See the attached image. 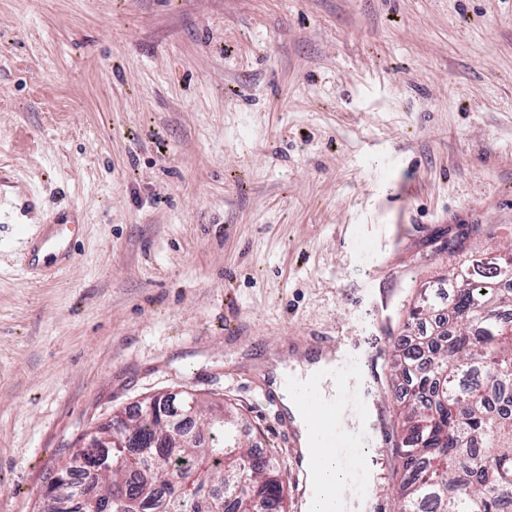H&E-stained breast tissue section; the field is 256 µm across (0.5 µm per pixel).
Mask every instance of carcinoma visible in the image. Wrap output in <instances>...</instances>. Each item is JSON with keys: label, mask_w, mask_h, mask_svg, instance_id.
<instances>
[{"label": "carcinoma", "mask_w": 512, "mask_h": 512, "mask_svg": "<svg viewBox=\"0 0 512 512\" xmlns=\"http://www.w3.org/2000/svg\"><path fill=\"white\" fill-rule=\"evenodd\" d=\"M444 317L425 346L392 343L395 377L411 385L399 404L402 469L393 512H509L512 509V250L463 262L422 286L407 320ZM194 421L208 438L160 421L157 393L112 419L127 448H71L58 470L62 493L110 512H285L275 459L242 438L238 412L196 400Z\"/></svg>", "instance_id": "1"}]
</instances>
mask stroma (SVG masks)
<instances>
[{"label":"stroma","mask_w":512,"mask_h":512,"mask_svg":"<svg viewBox=\"0 0 512 512\" xmlns=\"http://www.w3.org/2000/svg\"><path fill=\"white\" fill-rule=\"evenodd\" d=\"M457 242L512 245V0H0V512L166 391L236 407L292 510L273 350L353 371L383 465L345 499L392 512L390 342ZM75 224L78 223L74 217L61 215L53 226L47 228L34 249L35 254L28 266L30 273H36L44 267H49L62 259L71 257L77 241L69 233V226Z\"/></svg>","instance_id":"obj_1"}]
</instances>
